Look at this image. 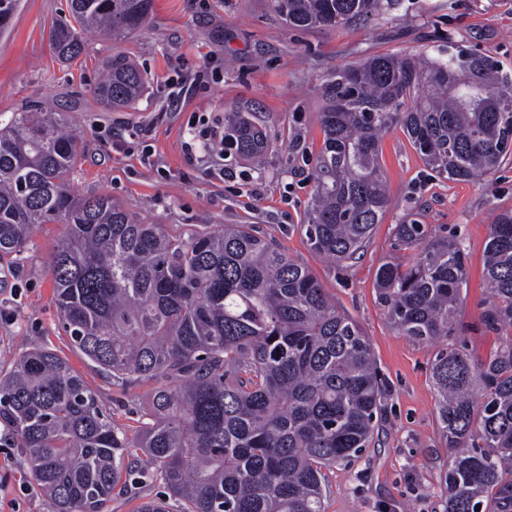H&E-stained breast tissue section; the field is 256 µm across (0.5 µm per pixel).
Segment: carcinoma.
<instances>
[{"label": "carcinoma", "mask_w": 512, "mask_h": 512, "mask_svg": "<svg viewBox=\"0 0 512 512\" xmlns=\"http://www.w3.org/2000/svg\"><path fill=\"white\" fill-rule=\"evenodd\" d=\"M295 29H344L398 0H270ZM20 0H0V34ZM153 0H69L49 42L78 57L81 33L122 41ZM147 78L122 52L94 87L105 109H134ZM314 193L303 229L333 263L356 258L390 199L379 163L383 134L399 128L425 164L451 182L493 175L512 156V77L491 56L448 41L418 56L375 54L321 86ZM274 142L239 114L224 117V150L262 159ZM86 150L68 113L25 109L0 124V252H26L38 224L67 232L49 264L59 319L73 346L114 383L158 380L148 421L128 435L52 350L35 345L0 377V421L56 512H104L132 471L168 498L139 512H323L324 470L367 448L382 389L369 342L321 282L253 224L175 233L144 224L112 196L82 195L72 174ZM398 249L420 248L376 274L391 327L418 342L456 331L467 254L427 224L394 226ZM481 313L498 346L484 360L441 353L433 379L448 439L444 512H512V210L489 227Z\"/></svg>", "instance_id": "obj_1"}]
</instances>
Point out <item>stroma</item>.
Instances as JSON below:
<instances>
[{"label":"stroma","mask_w":512,"mask_h":512,"mask_svg":"<svg viewBox=\"0 0 512 512\" xmlns=\"http://www.w3.org/2000/svg\"><path fill=\"white\" fill-rule=\"evenodd\" d=\"M67 0H21L12 30L0 37V120L27 107L68 111L84 134L86 153L73 175L83 194L108 193L146 224H256L318 278L337 307L366 336L383 384L384 412L374 438L351 463L326 473L324 512H443L441 476L448 444L437 417L432 369L437 355L462 347L483 358L496 345L481 322L488 226L512 210V160L482 182H451L427 169L401 130L381 141L390 203L357 260L332 265L306 244L302 230L314 189L315 158L323 143L316 121L319 86L336 69L382 53H423L447 39L512 65V0H400L395 9L346 28L293 30L269 0H155L144 28L112 43L84 36L77 58H59L49 44L52 21L67 17ZM133 58L148 77L135 109L111 112L93 94L94 79L112 53ZM203 83L180 104L171 101L179 75ZM255 113L275 139L264 171L226 158L224 181L208 174L207 159L187 162L189 120L206 113ZM120 131V147L102 142ZM456 234L464 243L468 290L454 336L421 343L396 333L376 301L375 277L394 251L400 221ZM66 228L43 224L24 259L0 258V377L19 355L40 343L67 359L119 426L135 433L153 382L125 389L74 349L57 316L50 254ZM0 512H55L32 479L14 435L0 424Z\"/></svg>","instance_id":"1"}]
</instances>
